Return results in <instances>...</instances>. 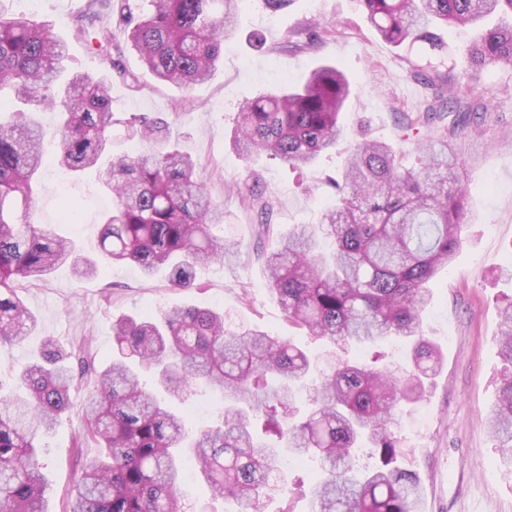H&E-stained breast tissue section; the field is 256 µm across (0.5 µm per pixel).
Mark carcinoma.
I'll use <instances>...</instances> for the list:
<instances>
[{"label":"carcinoma","instance_id":"carcinoma-1","mask_svg":"<svg viewBox=\"0 0 512 512\" xmlns=\"http://www.w3.org/2000/svg\"><path fill=\"white\" fill-rule=\"evenodd\" d=\"M242 2L149 0V10L135 20L127 0H88L74 31L94 43L105 62L99 76L68 74L66 43L45 23L10 13L0 2V344H20L36 327L18 282L43 281L65 264L78 278L96 273V263L72 240L32 219L45 155L43 131L30 112L58 113V166L80 175L111 158L100 172L112 193L101 259L135 263L147 277L163 271L171 286L189 289L198 287L201 266L230 252L214 233L223 211L198 181L192 156L165 142L157 120L116 116L112 28L91 30L85 21L119 7L126 40L147 71L161 84L189 91L220 63ZM359 2L377 36L427 49L426 61H405L410 76L432 90V101L410 126L432 135L417 169L404 167L391 144L355 141L322 222L295 226L264 254L265 288L290 325L335 346L363 350L387 337L403 339L406 367L396 371L336 355L320 371L309 411L300 415L296 387L314 371L310 355L289 339L228 326L219 310L184 305L157 316L118 317L112 325L117 352L103 369L86 343L63 351L49 339L19 373L24 395L0 387V512H47L38 441L71 409L78 382L93 384L80 440L96 442L98 455L77 479L64 512H180L184 460L194 463L214 498L234 503L232 512H264L267 499L288 495V484L270 483L285 454L320 461L312 512H419V475L392 466L402 451L394 426L443 362L441 350L423 336L422 313L431 299L429 282L461 245L467 189L452 143L488 111L481 98L462 100L452 70L437 65L450 45L435 26L479 31L464 49L475 70L511 67L512 0ZM350 94L342 71L318 66L300 86L246 101L231 144L243 155L265 153L292 168L312 165L344 137L340 117ZM120 123L144 150L112 156V127ZM235 190L258 216L257 237L270 234L271 197L256 191L249 177ZM323 238L334 240L332 253L320 250ZM501 318L504 367L489 427L512 461V300ZM142 369L152 372L155 390L145 388ZM200 387L219 391L224 410L216 425L190 435L161 395ZM256 419L278 444L256 436ZM365 444L380 462L359 473L354 461Z\"/></svg>","mask_w":512,"mask_h":512}]
</instances>
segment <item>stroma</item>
Masks as SVG:
<instances>
[{
    "label": "stroma",
    "mask_w": 512,
    "mask_h": 512,
    "mask_svg": "<svg viewBox=\"0 0 512 512\" xmlns=\"http://www.w3.org/2000/svg\"><path fill=\"white\" fill-rule=\"evenodd\" d=\"M84 0H44L39 19L68 45L69 65L100 73L103 60L72 29ZM320 22L335 33L314 49L287 47L291 32ZM96 26L116 32L115 53L127 78H113L112 104L120 116L147 114L166 121L175 147L199 163L198 176L211 197L224 205V239L231 251L223 262L200 268L198 287L172 288L160 277L148 278L134 265L100 264L96 275L77 279L70 267L47 280L18 287L37 324L28 339L0 345V385L15 387L14 375L45 339L61 344L87 341L99 360L112 355V323L121 314H159L173 305L223 311L234 326L246 325L290 338L317 364H325L332 347L289 325L265 286L257 250L272 251L296 224H316L323 208L335 201L329 178L345 161L348 141L321 156L316 165L294 169L268 156L243 157L230 136L243 102L260 93L302 83L321 64L342 69L352 81L343 112L345 127L371 139L395 144L406 165H418L415 132L402 128L401 114L423 110L431 91L410 77L402 48L377 37L366 25L357 0H293L274 12L263 0H245L237 31L224 45V57L210 80L185 92L161 85L141 65L121 36L118 17L101 14ZM459 94L483 98L491 112L481 124V141L464 136L454 142L467 188L462 247L432 282L433 299L423 320L425 337L444 355L441 368L423 396L401 413L395 432L403 453L398 467L422 479V512H512V468L503 466L498 443L488 429L497 400L500 356V307L512 298V66L470 68L462 51L454 57ZM252 176L274 201V233L255 238V216L229 193V184ZM110 199L95 175L58 178L56 168L40 176L33 218L74 238L82 254H97L101 217ZM73 211L75 223L60 221ZM111 301H104V293ZM88 392L80 386L73 406L42 440L39 456L45 477L48 512H63L82 469L98 450L75 447L84 419L81 404Z\"/></svg>",
    "instance_id": "1"
}]
</instances>
